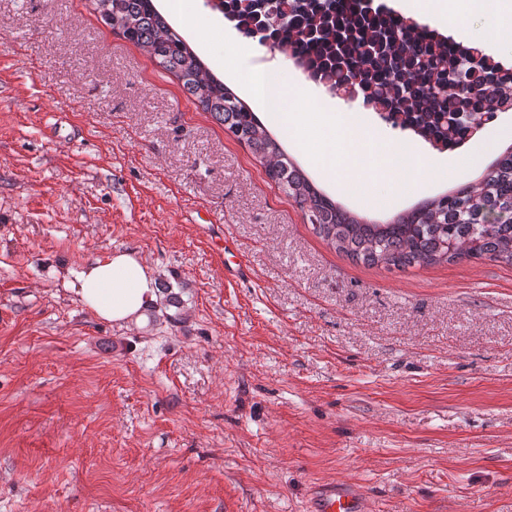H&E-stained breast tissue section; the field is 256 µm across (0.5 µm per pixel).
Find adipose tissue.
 Instances as JSON below:
<instances>
[{
    "label": "adipose tissue",
    "mask_w": 512,
    "mask_h": 512,
    "mask_svg": "<svg viewBox=\"0 0 512 512\" xmlns=\"http://www.w3.org/2000/svg\"><path fill=\"white\" fill-rule=\"evenodd\" d=\"M396 10L441 25L446 32L475 38L488 48L512 50V0H394ZM481 10L490 22L472 34L465 22ZM70 288L96 317L112 323L141 322L156 298L155 281L141 259L116 251L79 270Z\"/></svg>",
    "instance_id": "obj_1"
}]
</instances>
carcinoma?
I'll return each instance as SVG.
<instances>
[{
  "instance_id": "carcinoma-1",
  "label": "carcinoma",
  "mask_w": 512,
  "mask_h": 512,
  "mask_svg": "<svg viewBox=\"0 0 512 512\" xmlns=\"http://www.w3.org/2000/svg\"><path fill=\"white\" fill-rule=\"evenodd\" d=\"M102 22L147 52L203 111L260 159L268 178L337 252L369 266L405 270L458 260L512 265V145L483 175L379 223L353 215L322 191L271 137L251 108L217 78L154 0H94ZM239 28L395 125L434 136L443 152L512 112V67L476 46L449 53L425 42L426 25L366 0H236Z\"/></svg>"
}]
</instances>
